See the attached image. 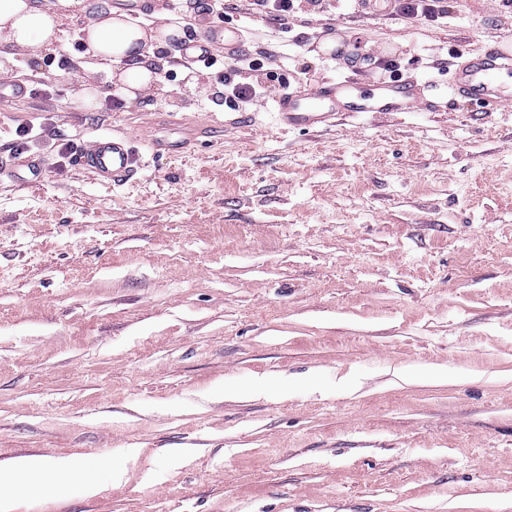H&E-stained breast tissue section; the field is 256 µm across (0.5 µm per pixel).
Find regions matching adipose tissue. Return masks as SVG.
<instances>
[{
    "instance_id": "obj_1",
    "label": "adipose tissue",
    "mask_w": 512,
    "mask_h": 512,
    "mask_svg": "<svg viewBox=\"0 0 512 512\" xmlns=\"http://www.w3.org/2000/svg\"><path fill=\"white\" fill-rule=\"evenodd\" d=\"M83 17L89 52L102 58L111 78L125 95L147 88L153 81L149 57L155 45L179 36L174 25L148 31L113 8L111 0H0V73L18 51L38 52L52 46L60 19ZM39 476L42 486L66 496L73 481H81L86 496L100 495L105 485L83 476L73 459L60 457L46 462L36 455L20 456L0 464V512H15L14 490L20 476Z\"/></svg>"
}]
</instances>
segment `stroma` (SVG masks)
Instances as JSON below:
<instances>
[{
	"label": "stroma",
	"instance_id": "1",
	"mask_svg": "<svg viewBox=\"0 0 512 512\" xmlns=\"http://www.w3.org/2000/svg\"><path fill=\"white\" fill-rule=\"evenodd\" d=\"M447 2V22L406 25L380 4L297 0L285 44L238 0L223 22L251 47L230 64L266 88L249 103L171 41L150 87L110 109L80 18L28 55L44 87L0 99V151L45 171L36 188L0 181V462L96 471L106 455L123 478L95 498L77 481L23 492L16 512H512V102L448 103L446 75L512 33V7ZM333 19L348 56L319 50ZM366 52L435 81L446 108L275 127L284 88ZM112 132L143 150L132 185L57 155ZM174 448L193 454L174 467Z\"/></svg>",
	"mask_w": 512,
	"mask_h": 512
}]
</instances>
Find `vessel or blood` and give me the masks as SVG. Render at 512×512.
<instances>
[{"mask_svg": "<svg viewBox=\"0 0 512 512\" xmlns=\"http://www.w3.org/2000/svg\"><path fill=\"white\" fill-rule=\"evenodd\" d=\"M194 17L200 18V33L183 47V52L195 63L207 61L209 44L220 42L224 51L235 54L245 50L246 41L240 29L224 27L209 21L204 0H195ZM512 35L499 36L483 51L470 55L449 79L451 99H463L469 104L491 112L512 98ZM357 75H347L335 82H321L293 89L276 99L273 110L278 126L288 130H313L335 125L343 113L437 111V101L413 92L404 82H382L377 98L366 101L355 97ZM74 163L87 170L102 183L121 187L130 183L142 165V156L132 139L114 135L96 137L75 155ZM23 179L29 187L39 186L43 166L32 155L10 152L0 155V174Z\"/></svg>", "mask_w": 512, "mask_h": 512, "instance_id": "obj_1", "label": "vessel or blood"}]
</instances>
